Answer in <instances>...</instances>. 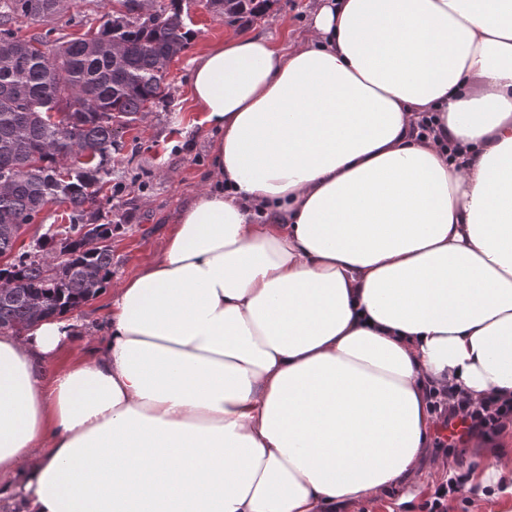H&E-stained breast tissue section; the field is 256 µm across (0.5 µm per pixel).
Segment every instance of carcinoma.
Instances as JSON below:
<instances>
[{
    "label": "carcinoma",
    "instance_id": "obj_1",
    "mask_svg": "<svg viewBox=\"0 0 512 512\" xmlns=\"http://www.w3.org/2000/svg\"><path fill=\"white\" fill-rule=\"evenodd\" d=\"M70 0H0V328L20 333L39 318L72 311L112 277V249L85 248L87 224L108 239L118 225L100 223L112 202L107 163L117 137L169 96L166 65L190 44L183 0L142 14V0H116L98 27L79 37L23 38L20 28L58 20ZM269 0H206L228 17L265 14ZM76 164L63 173L59 160ZM70 209L69 225L16 249L17 232L49 203ZM65 258L48 274L56 237Z\"/></svg>",
    "mask_w": 512,
    "mask_h": 512
}]
</instances>
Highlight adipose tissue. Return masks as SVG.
<instances>
[{
    "label": "adipose tissue",
    "mask_w": 512,
    "mask_h": 512,
    "mask_svg": "<svg viewBox=\"0 0 512 512\" xmlns=\"http://www.w3.org/2000/svg\"><path fill=\"white\" fill-rule=\"evenodd\" d=\"M190 93L211 187L155 261L95 327L0 330V512H357L429 388L512 398V0H319Z\"/></svg>",
    "instance_id": "adipose-tissue-1"
}]
</instances>
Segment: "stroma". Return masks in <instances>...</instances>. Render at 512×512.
I'll return each mask as SVG.
<instances>
[{
	"mask_svg": "<svg viewBox=\"0 0 512 512\" xmlns=\"http://www.w3.org/2000/svg\"><path fill=\"white\" fill-rule=\"evenodd\" d=\"M271 2L272 7L264 16L229 19L206 8L205 0H190L194 37L168 68V102L126 129L112 152L113 197L109 217L122 224L123 229L112 236L111 285L120 284L155 260L177 213L207 187L217 133L204 122L203 112L189 93L194 59L240 29L270 36L275 43L287 45L305 33L316 0ZM113 4L114 0H78L70 9L75 23L68 25L56 20L49 26L32 24L22 28L21 35L40 36L49 29L58 37L81 34L85 25L97 24ZM500 442L512 448V436L504 432L494 440L474 438L459 447L457 470L467 480L462 493L449 500L447 512H512L511 501L481 494L478 485L469 479L473 463L489 458ZM443 461L442 453L428 448L417 483L391 487L383 502L396 505L397 512H424L423 505L435 486L448 477Z\"/></svg>",
	"mask_w": 512,
	"mask_h": 512,
	"instance_id": "1",
	"label": "stroma"
}]
</instances>
